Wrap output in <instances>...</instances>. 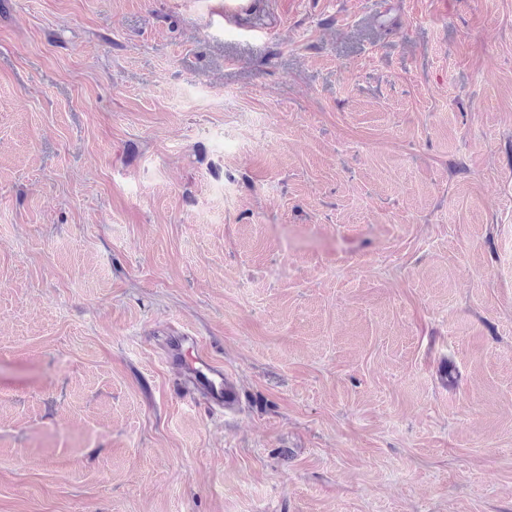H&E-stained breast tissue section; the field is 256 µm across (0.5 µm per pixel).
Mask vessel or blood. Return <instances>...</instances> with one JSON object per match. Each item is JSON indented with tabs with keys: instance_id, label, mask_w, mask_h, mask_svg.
<instances>
[{
	"instance_id": "vessel-or-blood-1",
	"label": "vessel or blood",
	"mask_w": 512,
	"mask_h": 512,
	"mask_svg": "<svg viewBox=\"0 0 512 512\" xmlns=\"http://www.w3.org/2000/svg\"><path fill=\"white\" fill-rule=\"evenodd\" d=\"M164 361L177 369L182 389L210 409L235 411L240 402L236 380L208 352L199 337L176 331L167 337Z\"/></svg>"
}]
</instances>
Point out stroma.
<instances>
[{"instance_id": "stroma-1", "label": "stroma", "mask_w": 512, "mask_h": 512, "mask_svg": "<svg viewBox=\"0 0 512 512\" xmlns=\"http://www.w3.org/2000/svg\"><path fill=\"white\" fill-rule=\"evenodd\" d=\"M225 3L0 0V512H512V0ZM164 361L176 368L179 386L212 410L235 411L240 402L236 380L205 350L199 336L187 331L167 336Z\"/></svg>"}]
</instances>
